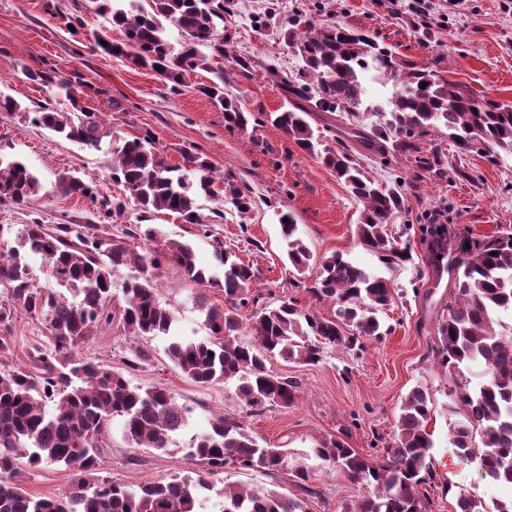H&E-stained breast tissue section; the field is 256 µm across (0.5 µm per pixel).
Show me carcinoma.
<instances>
[{
  "label": "carcinoma",
  "mask_w": 512,
  "mask_h": 512,
  "mask_svg": "<svg viewBox=\"0 0 512 512\" xmlns=\"http://www.w3.org/2000/svg\"><path fill=\"white\" fill-rule=\"evenodd\" d=\"M99 14L123 34L112 43L108 35L95 36L96 46L108 55L129 54L134 65L160 74L171 90L179 91L184 76L205 60L198 47L211 49L216 59H232L238 76L248 79L250 58L227 55L224 36L216 21L224 20L225 0H145L129 10L98 0ZM182 35L175 53L165 38V24ZM285 43L296 48L303 66L294 76L269 73L274 84L298 100L292 110L270 114V122L302 151L314 155L336 174L351 196L362 205L357 225V246L376 255L386 265L409 261L408 253L387 232L405 211L399 187L382 188L360 170L349 146L323 144L307 120L311 112H351L363 102L362 75L376 70L384 82H393L389 117L365 139L386 154L389 148L409 155L418 169L435 173L441 154L421 148L423 138L443 126L459 153L473 152L495 162L497 150H512V109L433 70L416 69L370 36L336 23H308L304 32H283ZM73 111L42 106L33 118L60 137L87 149L101 150L100 113L84 106L82 92L60 82ZM224 110L230 129L248 127L251 113L224 91V73L202 88ZM112 180L134 199L142 211H169L189 224L198 199L214 195L211 162L185 157L186 166H170L149 137L125 141L113 151ZM66 195L78 194L96 202L98 194L69 174L56 180ZM42 184L25 162L0 154V202L26 207L39 195ZM250 190L229 181L224 201L240 215L250 211ZM280 234L288 246V259L301 276L312 272V288L320 300L336 306L331 318L298 309L291 303L259 306L250 293L255 272L229 250H220L223 275L210 273L196 263L191 245L170 239L155 247L158 231L135 225L129 239L94 236L80 224L38 221L25 224L15 239L12 227L0 224V356L13 348L10 328L25 313L46 324L49 345L36 346L28 362L13 370H0V473L17 474L21 468L59 464L71 472V488L58 497H38L19 484L0 480V512H203L206 493L223 498L222 512H306L304 500L262 487L223 485L215 489L212 477L228 465L273 473L280 470L286 449L260 445L243 421L219 416L209 429L191 436L187 457L200 471L167 483H119L96 475L100 448L107 444L112 423L119 420L122 438L134 448L165 450L176 443L189 425L186 409L160 386L133 385L123 375L81 358L77 350L94 330L118 324L142 338L170 337L165 353L174 367L195 383L208 385L238 381L237 391L246 410L259 414L269 406L296 404L299 383L293 377L272 374L267 362L275 357L313 366L322 360L323 348L344 345L385 334L379 313L391 304L390 280L376 276L339 252L316 256L297 235L291 215H281ZM139 240L143 246L130 244ZM469 258L453 256L454 295L448 319L438 328L435 362L441 368L483 366V380L472 386L458 384L453 407L461 419L451 430L459 458L474 463L494 480L512 486V336L498 329L496 313L512 310V235L500 232L464 249ZM38 257L55 283L48 289L36 284L25 254ZM174 266L198 285V306L205 312L208 336L201 340L172 336L174 312L156 297V281L167 266ZM122 268L134 274L121 284L123 302L112 296L114 275ZM224 294L225 306L211 304L208 293ZM249 309L250 331L241 334L242 315ZM431 394L414 387L401 406L398 439L371 461L337 438L322 441L314 456L339 468L363 494L345 506V512H431L429 488L433 474L428 458L433 448L428 424L434 414ZM459 512H512V498L488 506L471 496L457 500Z\"/></svg>",
  "instance_id": "obj_1"
}]
</instances>
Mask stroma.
Returning a JSON list of instances; mask_svg holds the SVG:
<instances>
[{
	"label": "stroma",
	"mask_w": 512,
	"mask_h": 512,
	"mask_svg": "<svg viewBox=\"0 0 512 512\" xmlns=\"http://www.w3.org/2000/svg\"><path fill=\"white\" fill-rule=\"evenodd\" d=\"M298 15L317 24L337 21L376 34L401 58L436 70L477 94L512 103V0H466L464 6L449 9L447 24L428 27L414 24L407 8L393 9L389 0H233L224 15L226 48L254 60L251 78H240L231 70L226 73L227 91L252 114L243 132L225 128L223 112L201 92L216 79L213 67L188 72L175 92L154 72L136 67L127 58L103 54L94 35L106 30V21L94 0H0V92L22 105L18 112L0 111V146L22 158L43 184L28 206L0 204V224L17 229L35 221L82 224L91 233L115 237L123 236L132 225L151 224L163 237L190 244L199 263L211 271L220 269L217 247L235 252L252 265L251 292L261 296L263 304L291 301L319 317L333 316L334 305L317 300L311 292L313 275H298L288 263L279 216L292 213L299 236L314 254L344 253L374 275L391 280L396 288L393 305L380 315L388 330L381 339L363 341L353 350L327 348L314 366L279 358L269 362L275 374L299 381L300 396L294 406H271L263 413L247 414L234 383L204 386L184 377L166 357L163 338L128 336L108 327L79 349V357L126 371V360L147 351L139 370L127 371L129 379L143 386H163L176 403L189 407V434L207 429L214 417L226 414L243 420L261 445L288 450V464L282 471L229 468L222 481L271 488L293 497L298 489L292 474L297 467H308L320 494L306 500V512H343L361 494L360 487L339 470L315 459L312 448L324 439L339 437L360 455L379 458L382 448L397 439L396 423L406 395L422 385L435 408L430 422L436 487L431 495L433 512H456L462 493L488 502L510 498L511 487L477 472L456 456L452 445L451 394L458 382L477 383L482 373L476 364L448 371L434 362L432 350L437 328L448 315L453 276L438 272L440 259L430 252L421 229L427 213L438 209L448 218V245L455 249L473 238L512 231V155L501 154L491 164L474 153L457 155L447 134L430 136L423 139V148L438 149L444 155L443 174L438 177L420 171L405 154L394 153L383 162L367 144L353 143V156L370 178L387 188L401 185L405 211L388 231L409 249L411 259L390 267L356 247L360 205L334 173L269 121L271 112L291 106L284 93L273 87L268 70L297 71L299 61L281 31ZM72 19L77 22L73 28L68 25ZM109 33L113 41H122L119 30ZM30 69L81 87L87 104L100 112L110 129L111 144L98 151L84 150L34 124L30 114L39 105L66 110L70 104L56 88L29 81ZM391 93V85L371 83L359 111L351 115L314 112L309 122L326 145L335 146L343 129L370 131L380 104ZM146 135L154 139L169 165L181 166L186 156H201L214 165L218 178L248 188L249 213L239 215L220 195L200 198L196 224L168 211L142 213L112 181L111 147ZM459 164L465 165L468 177L453 173V166ZM61 172L97 187L109 199H122V212L110 215L88 198L59 192L55 181ZM197 291V285L172 266L157 280V297L173 310L178 333L201 339L208 331L193 302ZM11 335L14 350L0 358L5 369L25 363L33 347L48 342L44 323L26 314L17 316ZM194 468L178 448H133L117 431L100 451V476L122 483H165ZM20 480L32 494L55 496L69 490L71 474L65 467L44 465L22 471Z\"/></svg>",
	"instance_id": "35a3bbf8"
}]
</instances>
